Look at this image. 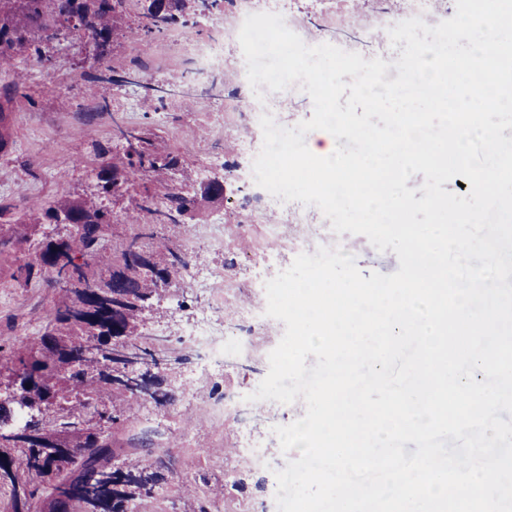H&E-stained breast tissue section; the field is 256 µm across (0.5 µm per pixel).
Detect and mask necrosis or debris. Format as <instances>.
<instances>
[{"label": "necrosis or debris", "mask_w": 512, "mask_h": 512, "mask_svg": "<svg viewBox=\"0 0 512 512\" xmlns=\"http://www.w3.org/2000/svg\"><path fill=\"white\" fill-rule=\"evenodd\" d=\"M328 9L323 15L324 24L337 31L353 32L354 37L342 41L341 49L352 52H362L364 40L384 41L388 38L389 28L396 23L413 18H422L428 25L434 26L449 19L455 14V0H401L398 8L378 5L363 6L359 0H325ZM251 0H239L231 13L219 22V34L208 41H198L197 38L181 36L180 41L189 48L194 63V71L199 78H207L215 72L223 71L225 47H238V34L245 18L253 14ZM238 85L245 94L247 107L245 110L233 106L224 108V128L229 132H242L258 126L262 113L267 107L251 92V86L246 74H239ZM235 177L243 188L242 200L245 202L247 225L245 230L252 234L256 241V252L267 260L266 277H274L278 268L274 262L275 256L282 250L296 254L306 250L307 237L295 233L294 228L308 222L306 213L298 212L292 215L289 223L272 224L265 218L262 202L268 199L266 190L259 187L253 177L252 168L236 171ZM219 236L225 254L233 252V236L226 233L222 217H215L207 228L191 226L185 229L181 239V247L186 255L187 263L181 269L174 285L182 287L186 282L204 283L206 269L197 254L195 244L204 234ZM242 289V284L232 267H225L224 279L220 284L217 298L224 308V333L213 332L209 327L206 311H199L194 322L187 324L183 334L198 350V370L211 373L222 369L225 361L248 358L254 355L268 357V349L257 346L256 339L264 335L270 327L276 326L277 321L268 317L264 306H253L247 316H240L234 307L235 299Z\"/></svg>", "instance_id": "necrosis-or-debris-1"}]
</instances>
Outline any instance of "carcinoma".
<instances>
[{"label": "carcinoma", "instance_id": "carcinoma-1", "mask_svg": "<svg viewBox=\"0 0 512 512\" xmlns=\"http://www.w3.org/2000/svg\"><path fill=\"white\" fill-rule=\"evenodd\" d=\"M218 1L226 12L238 2L150 0L129 24L128 0H0V59L28 51L40 62L43 42L66 40L75 29L106 58L118 37L135 44L174 25L196 30L197 18ZM72 18L74 25L62 26ZM139 70L133 61L99 80L134 84ZM12 101L11 93L0 95V146L7 144ZM114 136L122 152L98 172L101 190L122 197L145 180L154 182L135 193L127 212L131 224L145 216L150 223L140 225L121 259L105 272L101 239L110 213L92 201L63 197L46 215L72 231L41 242V257L11 274L16 281L38 278L59 289L38 339L17 348L0 336V478L12 487L14 512H134L172 473L173 442L142 456L137 448L123 447L117 426L125 405L178 400V386L169 381L173 359L143 331V312L163 291L185 304L182 289L170 283L186 261L154 228L187 223L198 197L220 198L225 187L214 178L201 185L200 195L185 194L165 181L181 159L159 147L157 134L117 122ZM40 230L39 224H15L11 236H0V247L26 244ZM103 420L116 430L105 432ZM28 427L34 436L15 435ZM224 461L233 466L224 478V512H250L246 490L263 489L264 480L234 448L224 449Z\"/></svg>", "mask_w": 512, "mask_h": 512}]
</instances>
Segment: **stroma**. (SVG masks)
Wrapping results in <instances>:
<instances>
[{"instance_id":"1","label":"stroma","mask_w":512,"mask_h":512,"mask_svg":"<svg viewBox=\"0 0 512 512\" xmlns=\"http://www.w3.org/2000/svg\"><path fill=\"white\" fill-rule=\"evenodd\" d=\"M175 31H167L143 44L115 45L117 62L133 57L144 59V79L173 80L189 74V51L175 40ZM51 69L33 66L27 54L0 60V92L13 91V109L9 116V145L0 152V200L10 203L14 217L28 222L41 206L61 196L81 197L103 206L112 216L104 233L103 254L119 255L133 226L125 219L128 199H113L100 194L96 174L105 153H120L113 136L112 117L120 115L130 126L159 134L166 145L180 155L184 165L168 174V181L179 182L198 191L212 155L221 154L239 165L250 161V149H261V129L236 135L224 132L218 114L225 103L235 100L239 86L224 81L220 94L204 96L191 104L190 111L174 108L155 111L135 88L97 82L107 64L95 57L85 42L52 41L42 45ZM73 165L67 179L57 171L63 159ZM30 246L0 251V335L22 345L39 337L48 310L56 297L54 289L42 280H12L11 272L24 263ZM208 293L203 286L188 287L186 303L177 306L162 298L146 311L149 330L167 338L183 361L177 372L188 376L197 367L198 352L182 335L184 325ZM268 373L259 358L239 360L237 368H224L210 379L181 389L179 401L172 406L147 405L134 420L135 429H153L155 443L176 438L175 472L167 484L146 504L147 512H198V497L210 501L209 512H224V499L215 488L224 482L223 445L238 447L247 442L266 449L278 468L298 459V450L282 452L274 426L287 425L306 412L303 399L283 405L269 400L255 406L241 421H225L217 410L225 389L254 392Z\"/></svg>"}]
</instances>
